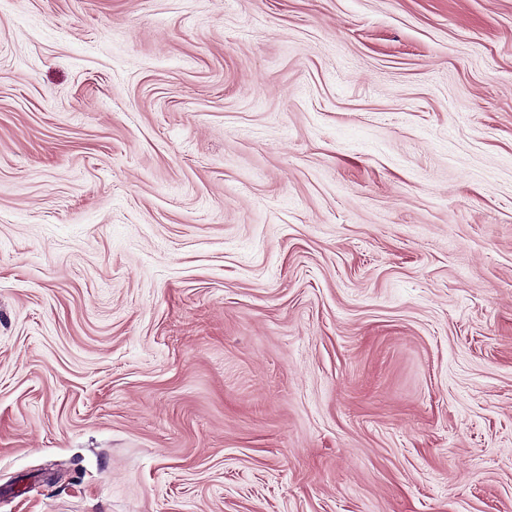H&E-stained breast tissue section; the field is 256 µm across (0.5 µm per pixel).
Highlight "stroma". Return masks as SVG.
<instances>
[{"label": "stroma", "instance_id": "obj_1", "mask_svg": "<svg viewBox=\"0 0 512 512\" xmlns=\"http://www.w3.org/2000/svg\"><path fill=\"white\" fill-rule=\"evenodd\" d=\"M0 512H512V0H0Z\"/></svg>", "mask_w": 512, "mask_h": 512}]
</instances>
